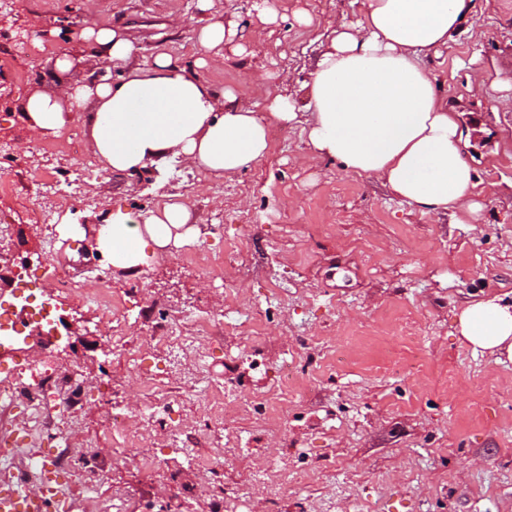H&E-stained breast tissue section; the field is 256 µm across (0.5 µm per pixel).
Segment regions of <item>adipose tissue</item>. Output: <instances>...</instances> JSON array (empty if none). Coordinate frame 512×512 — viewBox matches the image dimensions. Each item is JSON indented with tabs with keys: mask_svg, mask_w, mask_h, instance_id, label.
Masks as SVG:
<instances>
[{
	"mask_svg": "<svg viewBox=\"0 0 512 512\" xmlns=\"http://www.w3.org/2000/svg\"><path fill=\"white\" fill-rule=\"evenodd\" d=\"M473 7V0H366L362 18L339 24L330 49L315 61L301 107L279 95L259 108L238 103L230 89L216 96L163 53L132 65V40L91 27L83 36L98 45L101 63L127 66L126 75L32 94L23 115L34 136H56L72 122L75 105L94 97L97 108L83 122L103 169L132 174L178 159L221 176L262 160L270 125L297 123L304 109L311 159L376 179L419 211L471 214L474 170L463 156L456 116L423 58L447 46ZM238 33L220 18L208 19L197 32L198 67L223 66L224 46ZM190 218L175 199L142 220L117 212L100 229L95 251L114 268L141 273L159 252L195 240ZM456 333L462 344L512 359V303L498 296L473 300L457 314Z\"/></svg>",
	"mask_w": 512,
	"mask_h": 512,
	"instance_id": "obj_1",
	"label": "adipose tissue"
}]
</instances>
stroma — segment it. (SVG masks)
Listing matches in <instances>:
<instances>
[{
  "mask_svg": "<svg viewBox=\"0 0 512 512\" xmlns=\"http://www.w3.org/2000/svg\"><path fill=\"white\" fill-rule=\"evenodd\" d=\"M255 0H16L0 25V224L17 257L0 306L33 292L87 328L97 347L75 351L66 336L30 343V361L75 372L84 400L74 447L107 454L112 435L101 404L139 413L163 401L158 423L139 422L133 448L181 465L200 485L191 512H211L210 486L243 488L244 512H259L262 487L280 476L277 512H512V359L460 343L455 320L467 301H512V0H478L461 34L425 66L456 112L478 185L477 216L423 214L379 181L339 165L304 160L298 125H272L271 150L255 167L212 179L172 160L163 170L112 173L97 162L83 124L86 102L57 137L31 139L22 104L62 82L118 81L100 67L91 25L127 31L138 58L161 52L242 104L270 94L304 98L316 57L336 24L361 18L365 0H270L277 20L259 23ZM255 30L224 64L198 69L197 30L209 16ZM22 41H15V34ZM76 65L60 70L56 61ZM265 74L262 84L251 73ZM51 175L76 192L34 196ZM182 196L199 234L170 248L146 273L127 276L93 248L101 220L117 209L149 216ZM70 216V233L60 220ZM65 263L83 300L44 276ZM121 299L129 348L140 367L105 342L89 302L100 288ZM203 307L223 314V333L201 337L203 357L144 349L155 323L194 328ZM295 372L281 381V365ZM213 392L189 395L197 381ZM224 451L222 468L186 464V453ZM176 487L163 472L113 463L98 484L79 486L98 512H119L123 494L142 512H163Z\"/></svg>",
  "mask_w": 512,
  "mask_h": 512,
  "instance_id": "1",
  "label": "stroma"
}]
</instances>
